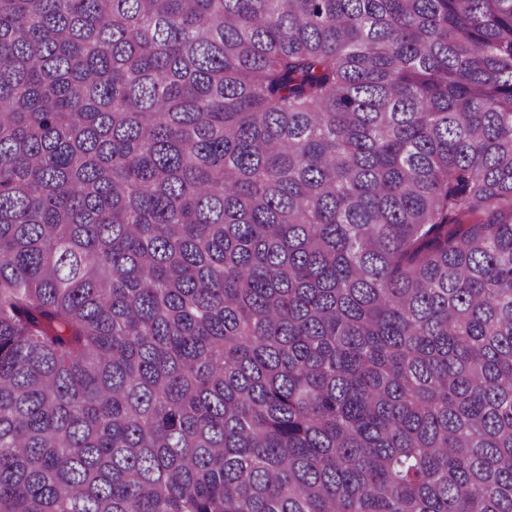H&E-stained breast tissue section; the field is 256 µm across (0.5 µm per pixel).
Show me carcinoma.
<instances>
[{"mask_svg": "<svg viewBox=\"0 0 512 512\" xmlns=\"http://www.w3.org/2000/svg\"><path fill=\"white\" fill-rule=\"evenodd\" d=\"M0 512H512V0H0Z\"/></svg>", "mask_w": 512, "mask_h": 512, "instance_id": "obj_1", "label": "carcinoma"}]
</instances>
